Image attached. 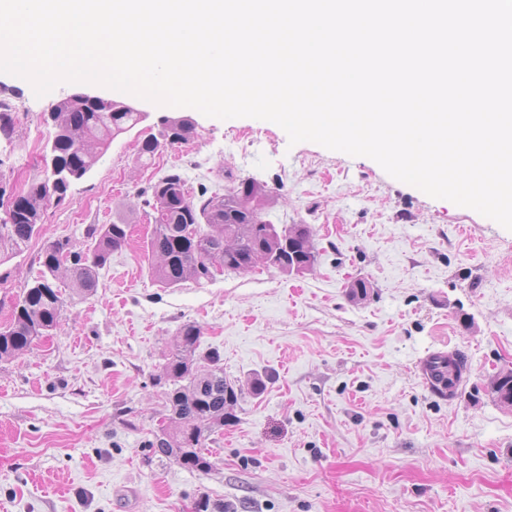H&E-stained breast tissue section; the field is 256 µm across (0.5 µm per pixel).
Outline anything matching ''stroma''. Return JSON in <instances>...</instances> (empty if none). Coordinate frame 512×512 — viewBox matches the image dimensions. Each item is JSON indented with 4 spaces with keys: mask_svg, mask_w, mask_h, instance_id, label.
<instances>
[{
    "mask_svg": "<svg viewBox=\"0 0 512 512\" xmlns=\"http://www.w3.org/2000/svg\"><path fill=\"white\" fill-rule=\"evenodd\" d=\"M75 93L118 96L149 118L50 203L39 234L0 265V323L39 276L48 243L88 246L89 228L120 218L130 236L94 295L56 280V329L0 362V512H190L203 496L225 512H512V406L488 392L512 371V231L370 158L290 144L269 121L220 120L92 84L38 98L3 73L13 133L0 134V185L25 191L43 179L54 135L43 116ZM165 116L191 117L192 131L140 164L139 144ZM176 171L194 195L265 182L269 221L313 227L314 267L160 287L140 195ZM358 279L370 294L354 302ZM187 323L201 330L198 353L218 349L242 389L235 421L207 441L204 472L151 446L169 423L163 366ZM455 352L466 360L460 385L432 392L425 361Z\"/></svg>",
    "mask_w": 512,
    "mask_h": 512,
    "instance_id": "stroma-1",
    "label": "stroma"
}]
</instances>
